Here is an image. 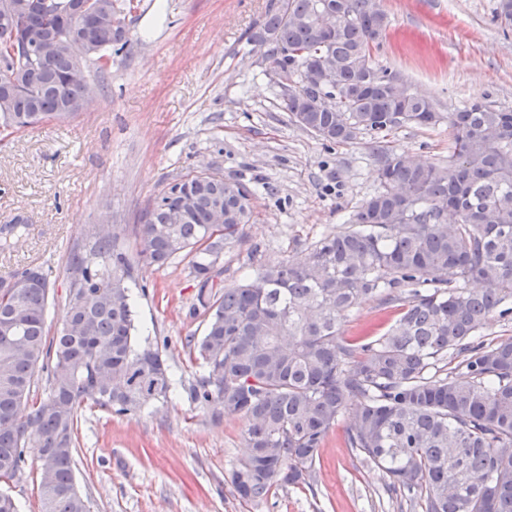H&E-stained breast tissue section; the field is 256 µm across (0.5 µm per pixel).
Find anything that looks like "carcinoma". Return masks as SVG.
Segmentation results:
<instances>
[{
    "mask_svg": "<svg viewBox=\"0 0 512 512\" xmlns=\"http://www.w3.org/2000/svg\"><path fill=\"white\" fill-rule=\"evenodd\" d=\"M13 2L0 0V50L20 27L32 35L52 27L60 45L42 60L0 59L3 138L78 118L86 86L69 73L85 43L98 58L130 44V0H96L110 19L89 32L70 19V0L3 19ZM493 22L512 29V0H496ZM389 28L378 0H278L249 42L268 46L270 58L288 52L283 74L296 86L285 106L300 128L333 145L360 134L380 143L407 124L402 106L420 126L448 119V164L386 155L381 190L349 227L323 235L305 260L261 264L232 288L217 281V263L249 222L240 199L252 192L189 172L150 203L138 256L158 268L191 257L207 321L203 336L186 340L202 368L190 398L218 404L216 418L248 421L247 456L231 477L242 503L311 485L320 448L347 415V447L388 477L398 509L512 512V336L483 335L490 316H512V109L474 102L445 117L416 92L399 102L401 76L374 58ZM319 52L336 61V103L325 109L303 96ZM219 205L222 227L211 224ZM119 239L112 226L72 250L66 321L51 338L47 275L26 267L0 279V482L20 479L25 448L40 449L41 512H90L73 469L83 401L129 414L172 391L163 352L133 342L135 265ZM26 274L43 286L8 287ZM368 296L400 301L402 312L370 336H339ZM46 361L49 393L35 401L34 371Z\"/></svg>",
    "mask_w": 512,
    "mask_h": 512,
    "instance_id": "carcinoma-1",
    "label": "carcinoma"
}]
</instances>
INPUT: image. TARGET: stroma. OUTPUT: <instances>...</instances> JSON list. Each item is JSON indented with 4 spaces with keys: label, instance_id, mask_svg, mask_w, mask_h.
Instances as JSON below:
<instances>
[{
    "label": "stroma",
    "instance_id": "35a3bbf8",
    "mask_svg": "<svg viewBox=\"0 0 512 512\" xmlns=\"http://www.w3.org/2000/svg\"><path fill=\"white\" fill-rule=\"evenodd\" d=\"M270 3L141 0L126 19L131 48L113 56L88 111L0 141V225L27 220L25 235L0 250V279L29 265L48 272L49 330L64 321L73 248L93 227L119 224L136 255L134 226L168 182L191 170L209 168L253 193V218L219 262L223 286L233 287L252 262L304 258L323 234L347 226L379 187L382 149L447 163L444 123L400 128L381 147L361 134L329 149L294 125L277 75L247 41ZM380 3L391 26L377 60L412 91L444 114L474 101L512 109V32L493 23L495 0ZM198 289L188 256L138 267L135 340L165 351L174 389L127 415L81 405L74 469L91 512H397L383 474L345 447L341 426L319 451L314 490L279 487L258 505L235 497L247 420L213 421L215 405L192 403L186 392L200 370L185 339L205 331L194 311ZM395 310L366 298L340 333L363 335ZM37 454L27 449L23 477L0 484L21 512H40Z\"/></svg>",
    "mask_w": 512,
    "mask_h": 512
}]
</instances>
